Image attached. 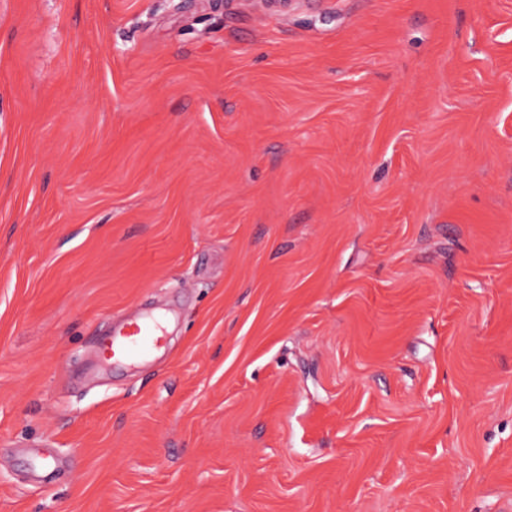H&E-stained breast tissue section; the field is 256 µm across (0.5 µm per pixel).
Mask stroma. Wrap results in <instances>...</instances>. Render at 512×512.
I'll list each match as a JSON object with an SVG mask.
<instances>
[{
  "mask_svg": "<svg viewBox=\"0 0 512 512\" xmlns=\"http://www.w3.org/2000/svg\"><path fill=\"white\" fill-rule=\"evenodd\" d=\"M0 512H512V0H0ZM160 325L154 320H130L111 340L112 357L118 356L126 360L134 359L146 353L150 348L157 347L162 339L157 331ZM120 341L116 343V339Z\"/></svg>",
  "mask_w": 512,
  "mask_h": 512,
  "instance_id": "1",
  "label": "stroma"
}]
</instances>
